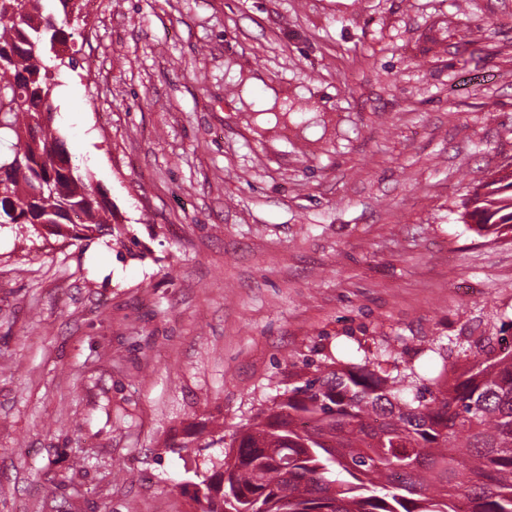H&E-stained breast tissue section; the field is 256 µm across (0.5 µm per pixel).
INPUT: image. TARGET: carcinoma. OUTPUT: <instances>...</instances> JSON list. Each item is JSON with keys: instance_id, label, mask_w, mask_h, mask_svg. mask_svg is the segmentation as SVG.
<instances>
[{"instance_id": "cac0c4a2", "label": "carcinoma", "mask_w": 512, "mask_h": 512, "mask_svg": "<svg viewBox=\"0 0 512 512\" xmlns=\"http://www.w3.org/2000/svg\"><path fill=\"white\" fill-rule=\"evenodd\" d=\"M0 0V224H46L73 239L114 234L105 197L50 126L55 73L84 0ZM464 216L512 234V170L473 191ZM288 388L232 435L195 497L200 512H512V341L463 350L453 375L410 359H304ZM348 479H330L332 468Z\"/></svg>"}]
</instances>
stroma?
<instances>
[{"mask_svg":"<svg viewBox=\"0 0 512 512\" xmlns=\"http://www.w3.org/2000/svg\"><path fill=\"white\" fill-rule=\"evenodd\" d=\"M51 126L121 237L0 224V512H194L288 358L512 334V0H90ZM484 182L465 205V217L473 220L479 234L493 238L512 234V170Z\"/></svg>","mask_w":512,"mask_h":512,"instance_id":"stroma-1","label":"stroma"}]
</instances>
